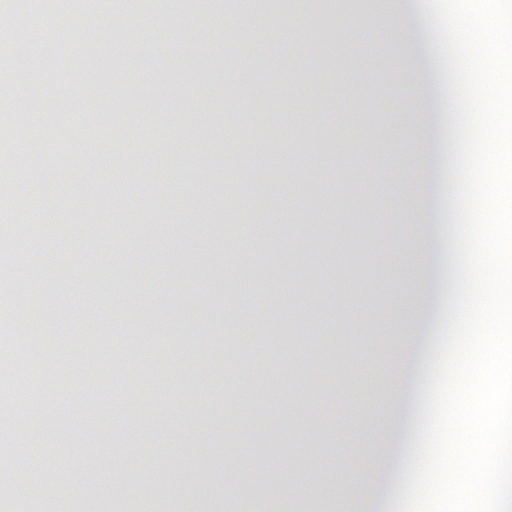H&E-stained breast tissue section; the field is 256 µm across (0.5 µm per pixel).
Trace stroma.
<instances>
[{"label":"stroma","instance_id":"stroma-1","mask_svg":"<svg viewBox=\"0 0 512 512\" xmlns=\"http://www.w3.org/2000/svg\"><path fill=\"white\" fill-rule=\"evenodd\" d=\"M159 0L143 28L162 35L129 56L127 0L75 29L84 45L37 44L36 85L10 76L13 0H0V123L26 100L44 142L12 176L0 146V225L24 230L27 294L0 287V450L37 435L44 512L126 503L188 512H380L412 389L446 312L419 290L418 239L435 202L429 102L407 26L422 0ZM344 16L320 45L316 16ZM332 93L309 94L323 59ZM109 116L63 134L87 106ZM361 119L345 138L343 113ZM330 149L334 171L319 168ZM93 228L96 239L63 226ZM38 255L31 266L30 255ZM269 270L255 280L250 267ZM290 333L286 353H277ZM335 336L333 351L321 338ZM44 398H26L30 383Z\"/></svg>","mask_w":512,"mask_h":512}]
</instances>
